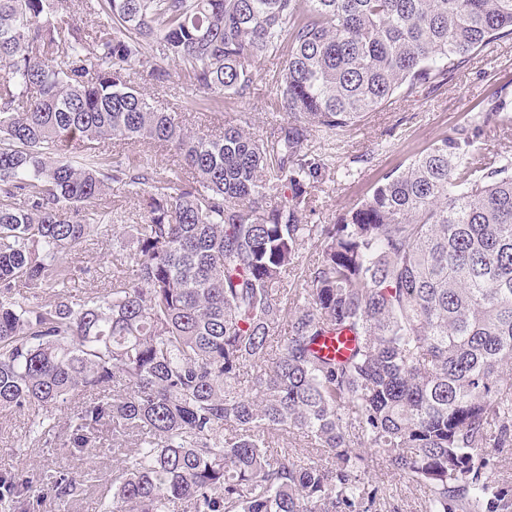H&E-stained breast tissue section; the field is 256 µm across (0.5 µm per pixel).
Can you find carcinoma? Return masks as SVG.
<instances>
[{
	"label": "carcinoma",
	"instance_id": "1",
	"mask_svg": "<svg viewBox=\"0 0 512 512\" xmlns=\"http://www.w3.org/2000/svg\"><path fill=\"white\" fill-rule=\"evenodd\" d=\"M66 3L0 0V412L79 397L73 458L110 423L121 466L101 512H378V461L423 489L426 512H496L497 453L512 447V156L488 163L479 145L512 124V95L334 224L308 223L326 168L308 141L512 39V0H86L94 37ZM265 60L288 121L264 137L193 131L131 85L176 65L194 105L219 111ZM109 140L160 154L133 165L96 152ZM112 184L144 220L112 252V282L77 300L63 259L124 223L103 202ZM342 336L346 355L324 353ZM85 482L0 471V512H40Z\"/></svg>",
	"mask_w": 512,
	"mask_h": 512
}]
</instances>
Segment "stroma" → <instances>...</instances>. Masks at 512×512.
<instances>
[{
    "label": "stroma",
    "mask_w": 512,
    "mask_h": 512,
    "mask_svg": "<svg viewBox=\"0 0 512 512\" xmlns=\"http://www.w3.org/2000/svg\"><path fill=\"white\" fill-rule=\"evenodd\" d=\"M275 63L265 61L253 68L250 97L231 99L224 104L225 118L258 135L284 122V113L272 108L276 96L273 82ZM512 83V40L499 41L484 48L447 84L400 99L369 114L359 124L334 132L314 131L309 147L315 153L329 155L330 167L315 189L317 211L315 224L334 223L345 206L363 195L381 177L406 158L419 153L436 140L451 134L471 115L476 114L494 91ZM150 103L169 112L179 113L186 122L202 129L221 132L222 120L198 114L191 92L180 72H172L164 86L140 85ZM129 234L114 227L111 235L81 244L65 262L76 273L69 292L81 299L112 280V247L128 242ZM31 412L0 414V470L22 471L32 483H39L47 468L73 466L72 458L50 454L28 438ZM112 431L102 427L94 447L84 455L87 473L86 491L77 500L60 505L44 497L41 512H95L98 504L112 494ZM371 476L383 482L391 496L382 512H425L426 501L415 484L394 474L385 466L375 467Z\"/></svg>",
    "instance_id": "1"
}]
</instances>
